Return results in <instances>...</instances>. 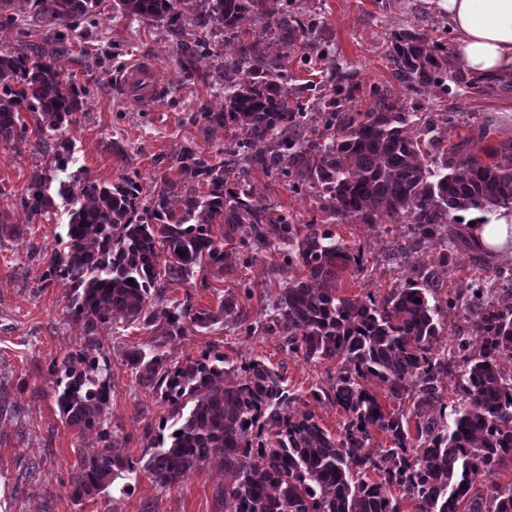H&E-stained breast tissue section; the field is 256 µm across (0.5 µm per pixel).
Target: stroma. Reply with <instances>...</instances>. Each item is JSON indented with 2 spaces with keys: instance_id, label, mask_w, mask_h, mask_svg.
<instances>
[{
  "instance_id": "obj_1",
  "label": "stroma",
  "mask_w": 512,
  "mask_h": 512,
  "mask_svg": "<svg viewBox=\"0 0 512 512\" xmlns=\"http://www.w3.org/2000/svg\"><path fill=\"white\" fill-rule=\"evenodd\" d=\"M288 18L308 27L304 40L279 42L270 19L254 14L246 15L240 26L246 42L265 44L282 65L290 100L304 112L323 111L334 93L337 76L331 70L336 67L350 83L348 111H366L384 94L409 113L410 137L429 128L448 144L465 138L503 143L506 151L494 160L512 164V74L486 81L458 61L457 81L416 89L404 87L393 74L389 51L396 33L415 31L454 44L448 18L434 0H289ZM62 36L57 68L89 90L65 132L74 146L67 170L54 169L53 143L38 138L32 113L22 115L30 129L25 140L0 142V512H224V467L215 460L187 472L171 488H160L143 474L130 475L94 499H70L71 468L78 453L95 454L108 441L116 453L138 460L147 452L146 432L158 431L169 408L136 379L125 360L127 350L153 343L156 330L117 322L97 332L112 362V436L106 441L99 431L66 425L48 367L81 347L82 330L69 317L68 282L58 279L45 286L41 280L45 255L69 220L70 206L58 194L60 182L79 175L109 184L135 173L147 196L161 180L180 178L179 155L185 147L213 156L228 139L246 141L247 133L235 126L202 130L196 113L205 106L215 112L224 107L223 95L208 82L221 60L199 59L198 78L182 81L176 72L175 36L165 22L137 20L121 14L114 0H97L87 22ZM43 37L34 7H27L16 22L0 23V54L42 44ZM136 59L151 62L165 88L144 110L127 106L114 89L116 74ZM37 171L49 179L52 206L33 217L22 208L21 198ZM248 182L257 199L292 215L296 223L330 224L337 238L360 247V266L338 274L335 288L340 296L380 299L408 280L432 277L440 299L450 303L442 311L446 328L435 345L438 352L455 350L462 336L474 344L479 341L457 298L467 285L492 289L493 300L506 298L504 277L512 271V258L487 254L455 236L446 242L420 241L410 225L386 216L376 224L357 218L331 222L318 190L297 188L258 164L249 168ZM446 253L455 255V263L443 262ZM304 275L302 267H284L275 250H258L237 234L225 238L223 269L204 266L189 282L170 286L167 296L188 298L195 307L212 310L231 296L239 303L238 319L209 330L187 325L184 335L166 339L165 350L181 361L212 346L236 363L263 360L288 385L290 412L314 414L335 437L344 423L343 410L327 396L336 381V362L307 360L292 352L282 326L271 319L270 306L286 281ZM315 389L324 390V398L314 399Z\"/></svg>"
}]
</instances>
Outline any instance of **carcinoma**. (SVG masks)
Segmentation results:
<instances>
[{"label": "carcinoma", "instance_id": "1", "mask_svg": "<svg viewBox=\"0 0 512 512\" xmlns=\"http://www.w3.org/2000/svg\"><path fill=\"white\" fill-rule=\"evenodd\" d=\"M49 25L47 43L61 33L54 25L87 19L94 0H34ZM121 13L165 21L182 36L187 28L224 26L225 39L238 40L246 12L272 17L288 8L280 0H204L202 13L184 15L181 0H116ZM221 56L205 37L177 43L176 63L184 79L196 77L204 56ZM395 77L414 87L455 77L448 52L420 33L402 32L391 41ZM214 85L224 89V111L196 114L211 130L233 124L248 131L243 145L224 148L212 162L190 147L179 157L184 194L168 180L141 201L137 175L104 185L78 180L61 186L72 202L66 233L47 255L44 283L64 279L71 285L68 304L81 326L80 349L53 362L54 390L63 422L79 430L99 429L109 437L107 408L111 390L110 358L95 336L100 324L121 319L159 331L146 350L126 352L140 382L169 406L168 434L149 438L150 456L127 462L106 444L92 456L80 455L72 467L71 498L91 500L124 473L145 472L162 488L175 486L189 471L217 457L231 480L224 483V512H401V499L417 512H512V484L492 483L473 490L477 475H494L512 461V305L485 301L467 292L470 322L481 338L478 352L461 339L463 370L457 374L463 396L448 407L443 377L452 374L448 356L434 350L445 330L437 289L430 281H410L388 297L351 300L324 284L337 271L360 263L361 251L335 239L324 224H295L284 213L256 200L241 179L229 174L252 163L267 173L294 177L321 189L323 209L337 221L358 217L377 223L387 214L414 225L424 239L443 235L449 224L464 223L460 213L491 214L512 208V168L487 164L463 139L443 150L409 138L407 117L389 98L370 111H341L350 96L335 97L320 113L325 129L339 128L327 143L302 137L305 113L289 102L281 69L260 49L241 47V57L224 58ZM85 86L64 79L43 48L0 55V141L24 139L21 112L37 118L38 136L57 140L54 169L64 171L72 144L59 137L80 109ZM207 186V191L197 189ZM47 177L35 173L21 200L23 209L42 214L50 206ZM225 224L258 247L274 248L284 266L299 265L306 279L293 281L272 305L274 321L284 325L288 346L308 359L337 360L333 400L346 415L343 433L332 438L311 413L288 412L290 395L283 379L260 360L224 367V353L210 349L198 358L172 359L163 337L181 336L188 322L211 328L236 304L224 301L219 312L184 301L166 303V289L209 264L224 269V244L212 225ZM168 254L156 267L158 249ZM134 284H129L127 279ZM240 379L224 385V374ZM375 379L392 401L408 407L389 411L367 389ZM415 418L411 437L409 418ZM392 446L367 450L371 431ZM414 454H408L412 441ZM383 474L379 483L367 473ZM396 486L401 497L392 498Z\"/></svg>", "mask_w": 512, "mask_h": 512}]
</instances>
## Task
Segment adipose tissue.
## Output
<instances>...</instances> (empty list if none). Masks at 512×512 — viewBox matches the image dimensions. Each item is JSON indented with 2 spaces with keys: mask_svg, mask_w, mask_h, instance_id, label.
Returning a JSON list of instances; mask_svg holds the SVG:
<instances>
[{
  "mask_svg": "<svg viewBox=\"0 0 512 512\" xmlns=\"http://www.w3.org/2000/svg\"><path fill=\"white\" fill-rule=\"evenodd\" d=\"M438 5L454 27L466 68L486 80L512 74V0H438ZM463 230L487 253L512 257L511 211Z\"/></svg>",
  "mask_w": 512,
  "mask_h": 512,
  "instance_id": "obj_1",
  "label": "adipose tissue"
}]
</instances>
